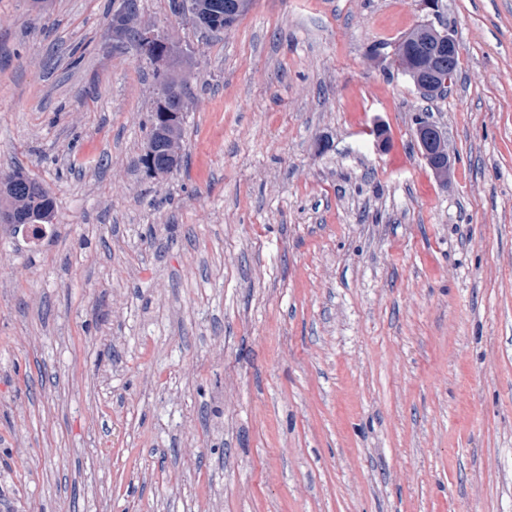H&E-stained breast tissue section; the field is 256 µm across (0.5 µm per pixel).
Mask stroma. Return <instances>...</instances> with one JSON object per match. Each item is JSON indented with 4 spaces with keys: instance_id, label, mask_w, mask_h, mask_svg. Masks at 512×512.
I'll list each match as a JSON object with an SVG mask.
<instances>
[{
    "instance_id": "stroma-1",
    "label": "stroma",
    "mask_w": 512,
    "mask_h": 512,
    "mask_svg": "<svg viewBox=\"0 0 512 512\" xmlns=\"http://www.w3.org/2000/svg\"><path fill=\"white\" fill-rule=\"evenodd\" d=\"M121 3L0 0V177L55 201L38 244L0 228V512H512V0H443L431 99L393 56L421 0L206 36L141 0L154 64ZM112 36L118 41L130 40L135 37L136 42L144 46L156 42L151 47L145 49L132 40L139 52L148 57L147 59L151 63H153L152 60L158 61L163 59L170 50V47L165 42H157L159 36L153 27L139 23L138 15L127 11H122L117 17L116 22L112 24ZM416 38L424 41L431 47L432 55L437 57L443 54L446 56L431 59V67L439 72H448L447 78L443 83H438L431 78L422 76V72L413 69L403 68L405 74L413 80L418 89L425 92L422 93L426 98H432L434 95L441 93L453 80V62L458 52V42L455 36L446 29L438 30L431 21H425L418 25ZM429 93V94H427ZM176 90L181 91V88L178 85V83L175 81H164V82L160 83L159 90H158L159 91L158 97L156 100V106L150 116L151 117L150 118V124H151L150 135L153 133V131L155 129L159 128L160 121H161V114H162L161 112H166V109H167V108L164 109L162 107V104H161L162 94L168 93L169 96L166 98L169 100L170 97L174 95ZM166 105H168V107H170L175 112H185V106L183 107V105H182V107L180 108L179 100L170 99L168 102H166ZM415 139L422 155L432 169H450V154L446 149L443 131L432 123H421L415 128Z\"/></svg>"
}]
</instances>
